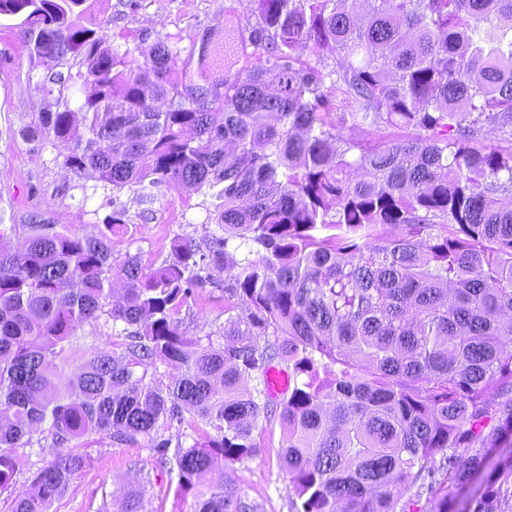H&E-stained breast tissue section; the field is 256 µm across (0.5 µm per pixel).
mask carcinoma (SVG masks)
<instances>
[{
    "label": "carcinoma",
    "instance_id": "1",
    "mask_svg": "<svg viewBox=\"0 0 512 512\" xmlns=\"http://www.w3.org/2000/svg\"><path fill=\"white\" fill-rule=\"evenodd\" d=\"M82 2L0 0L30 20L27 40L46 35L40 91L64 87L67 57L85 68L87 95L42 113L30 140L116 190L205 188L222 234L118 262L129 219L114 208L95 236L29 224L0 250V492L48 420L59 447L146 442L191 512H261L232 474L205 477L254 455L259 420L276 418L291 512H512V456L487 463L512 447V150L487 138L512 140V0H240L264 61L228 56L208 77L213 48L199 55L200 79L224 88L208 106L169 37L147 56L108 47L72 21ZM236 241L260 250L230 263ZM216 271L224 343L204 344L180 315ZM103 315L121 352L97 350L42 401L77 329ZM159 361L180 373L164 380ZM279 362L290 388L274 403ZM185 411L209 427L189 445L163 433ZM85 464L58 453L12 512H51Z\"/></svg>",
    "mask_w": 512,
    "mask_h": 512
}]
</instances>
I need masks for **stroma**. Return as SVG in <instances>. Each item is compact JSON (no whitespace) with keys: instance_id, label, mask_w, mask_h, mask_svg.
I'll use <instances>...</instances> for the list:
<instances>
[{"instance_id":"stroma-1","label":"stroma","mask_w":512,"mask_h":512,"mask_svg":"<svg viewBox=\"0 0 512 512\" xmlns=\"http://www.w3.org/2000/svg\"><path fill=\"white\" fill-rule=\"evenodd\" d=\"M238 0H85L77 23L94 29L107 24L111 41L149 51L156 35L174 41L182 57L197 53L198 36L223 23L225 11L238 9ZM20 18L0 16V247L17 242L16 230L36 215L47 224L81 235H93L112 208L125 209L132 224L129 236L117 239L113 256L141 254L143 259L167 252L178 234L199 237L216 231L209 215L216 200L210 193L161 185L154 199L143 202L134 189L112 192L93 174H74L58 161V150L35 148L26 129L44 112L63 110L81 89L79 58L68 57L60 69L70 81L62 92L46 96L37 84L44 74L40 60L23 37ZM224 321V290L210 285L200 290L197 306L184 321L188 335L206 337ZM116 338L109 318L83 325L68 356L57 369L56 388H64L73 374L97 349L111 348ZM261 450L234 463L241 495L262 505L263 512H291L289 481L280 461L282 429L274 424L256 436ZM86 467L55 500L52 512H121L122 493H143V512H188L189 502L177 491V476L159 468L153 451L144 445L119 444L90 436L80 443ZM58 452L51 440L18 448L22 471L13 488L0 493V512H11L15 497L24 492L33 475Z\"/></svg>"}]
</instances>
